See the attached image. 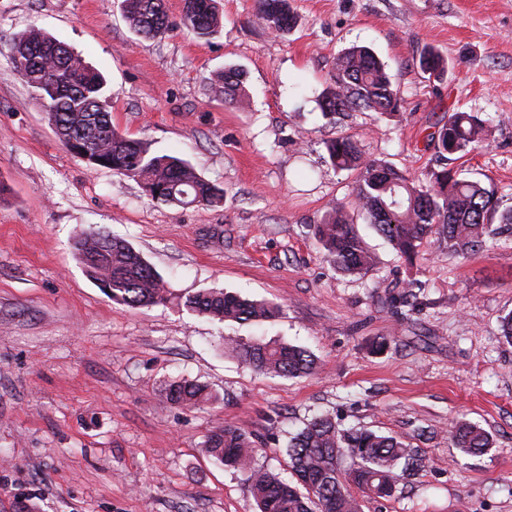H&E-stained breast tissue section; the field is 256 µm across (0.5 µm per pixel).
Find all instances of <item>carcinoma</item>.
<instances>
[{
  "mask_svg": "<svg viewBox=\"0 0 512 512\" xmlns=\"http://www.w3.org/2000/svg\"><path fill=\"white\" fill-rule=\"evenodd\" d=\"M120 8L129 28L145 39L169 30L165 0H121ZM257 18L278 34L295 24L290 0H257ZM181 22L198 39L209 40L222 28L215 0H183ZM10 64L12 73L35 91L59 141L72 152L85 149L89 168L109 169L136 181L156 202L180 206L224 202V189L206 180L187 160L158 153L150 142L114 129L104 79L67 44L31 26L12 35ZM418 67L439 78L446 61L426 49L419 55ZM210 90L224 103L242 106L244 71L235 65L224 67L211 79ZM318 107L325 115H383L400 111L403 101L383 63L361 46L336 58ZM428 139L441 159L449 162L452 156L483 144L485 121L474 112H450ZM326 150L334 166L358 172L351 200L331 202L312 229L325 258L343 274L366 273L378 263L355 230L356 213L364 215L408 260L433 233L449 252L466 257L483 248L493 221L512 230V208L499 209L493 191L459 177L446 165L430 171L423 182L383 158L365 157L350 136L327 142ZM73 249L88 277L109 287L107 296L113 302L143 307L167 301L163 278L125 240L100 231L82 233L74 239ZM184 306L220 321L240 323L270 320L279 313L276 305L216 289L187 296ZM224 348L262 375L297 378L316 368L312 352L288 343L228 338ZM165 391L171 403L181 406L196 407L214 399L206 387L188 381L170 383ZM449 439L453 447L470 455L492 447L485 429L465 421L451 427ZM203 447L216 463L247 476L259 512H361L346 482L369 495L389 496L401 474L421 467V459L401 438L368 429L342 430L331 414L312 418L289 437L287 455L294 482L256 468V441L239 427L216 428Z\"/></svg>",
  "mask_w": 512,
  "mask_h": 512,
  "instance_id": "obj_1",
  "label": "carcinoma"
}]
</instances>
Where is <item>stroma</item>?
<instances>
[{
  "mask_svg": "<svg viewBox=\"0 0 512 512\" xmlns=\"http://www.w3.org/2000/svg\"><path fill=\"white\" fill-rule=\"evenodd\" d=\"M166 4L176 26L148 40L120 0H0V512H257L246 476L203 454L206 435L253 433L258 465L284 475L289 436L325 412L423 459L391 496L359 494L361 512H512V344L499 332L512 312V232L465 259L432 237L409 263L360 219L380 263L345 275L309 231L356 179L331 164L326 141L352 136L365 156L421 178L437 166L426 136L453 110L488 127L457 167L512 207V0H291L284 34L261 24L257 0H217L224 27L207 41L180 26L182 0ZM32 25L102 73L119 133L188 160L223 188V206L155 202L70 152L10 70V38ZM355 45L385 64L402 111L323 116L316 98ZM426 49L444 56L443 79L418 68ZM227 65L247 73L245 109L211 95ZM91 230L141 252L167 302L113 303L72 249ZM212 288L280 313L258 325L185 308ZM226 336L308 348L318 369L256 374ZM183 380L213 402L169 403L166 384ZM458 419L493 447H452Z\"/></svg>",
  "mask_w": 512,
  "mask_h": 512,
  "instance_id": "35a3bbf8",
  "label": "stroma"
}]
</instances>
